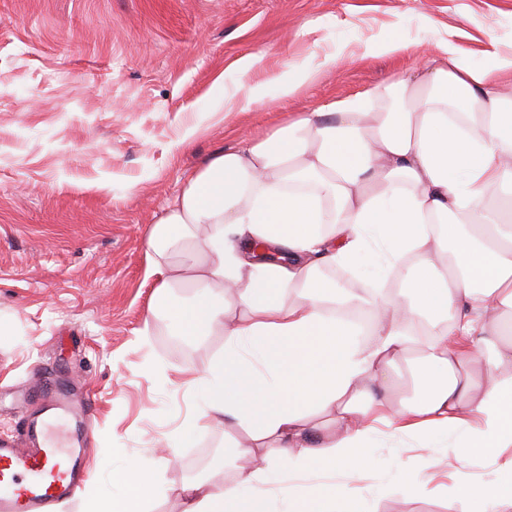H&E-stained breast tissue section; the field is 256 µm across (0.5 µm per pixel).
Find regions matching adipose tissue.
Returning <instances> with one entry per match:
<instances>
[{
  "instance_id": "1",
  "label": "adipose tissue",
  "mask_w": 512,
  "mask_h": 512,
  "mask_svg": "<svg viewBox=\"0 0 512 512\" xmlns=\"http://www.w3.org/2000/svg\"><path fill=\"white\" fill-rule=\"evenodd\" d=\"M512 46L478 66L441 44L396 85L303 112L260 140L215 153L148 239L159 293L189 284L169 306L183 336L224 331L208 375L191 379V440L229 426L220 481L182 489L183 512H379L402 493L442 496L460 512H512V459L486 491L408 481L371 497L344 482L285 487V475L364 471L385 424L411 439L458 434L470 453L512 448V220L489 207L512 187ZM379 243L375 289L346 288L333 269L359 271ZM276 261L252 259L256 245ZM457 273L436 266L447 254ZM402 286L384 287L386 268ZM367 306L363 328L355 313ZM430 339L418 358L421 393L397 401L391 373L414 325ZM120 497L86 512H141L165 490L145 467L112 476Z\"/></svg>"
}]
</instances>
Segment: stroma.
Masks as SVG:
<instances>
[{
    "mask_svg": "<svg viewBox=\"0 0 512 512\" xmlns=\"http://www.w3.org/2000/svg\"><path fill=\"white\" fill-rule=\"evenodd\" d=\"M394 33L411 53L369 55ZM449 38L484 63L512 42V0H0V437L31 447L25 423L50 389L87 409L82 480L59 512L119 493L113 473L136 462L167 489L148 512H182V486L224 453L220 426L178 440L196 409L187 382L224 334L176 336L166 306L193 290L160 297L148 272L150 232L187 175L294 113L395 82ZM251 54L262 64L241 73ZM329 54L332 73L276 98L274 77ZM499 463L455 436L385 434L349 482L491 483Z\"/></svg>",
    "mask_w": 512,
    "mask_h": 512,
    "instance_id": "35a3bbf8",
    "label": "stroma"
}]
</instances>
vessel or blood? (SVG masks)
Masks as SVG:
<instances>
[{
    "instance_id": "vessel-or-blood-1",
    "label": "vessel or blood",
    "mask_w": 512,
    "mask_h": 512,
    "mask_svg": "<svg viewBox=\"0 0 512 512\" xmlns=\"http://www.w3.org/2000/svg\"><path fill=\"white\" fill-rule=\"evenodd\" d=\"M37 447L20 448L0 441V512H55L71 499L83 473L80 448L36 430Z\"/></svg>"
}]
</instances>
